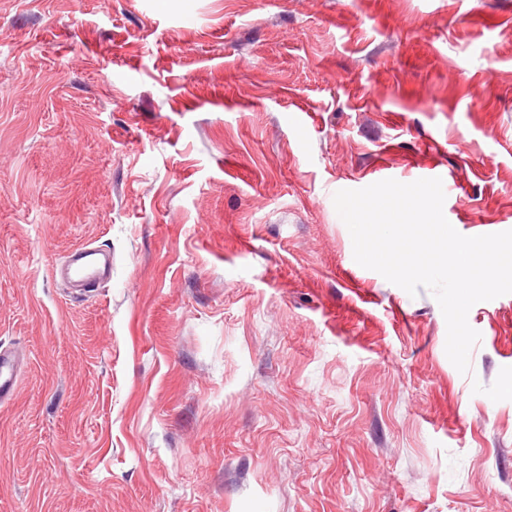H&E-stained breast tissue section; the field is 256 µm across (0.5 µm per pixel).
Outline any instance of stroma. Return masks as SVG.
I'll list each match as a JSON object with an SVG mask.
<instances>
[{
  "label": "stroma",
  "instance_id": "stroma-1",
  "mask_svg": "<svg viewBox=\"0 0 512 512\" xmlns=\"http://www.w3.org/2000/svg\"><path fill=\"white\" fill-rule=\"evenodd\" d=\"M433 175L512 230V0H0V512H512V294L461 374L333 203ZM101 252L94 247H81L69 257L66 279L70 288H82L80 291L87 293L100 286L107 267L106 259L101 262ZM15 390L14 359L0 350V399L13 394Z\"/></svg>",
  "mask_w": 512,
  "mask_h": 512
}]
</instances>
